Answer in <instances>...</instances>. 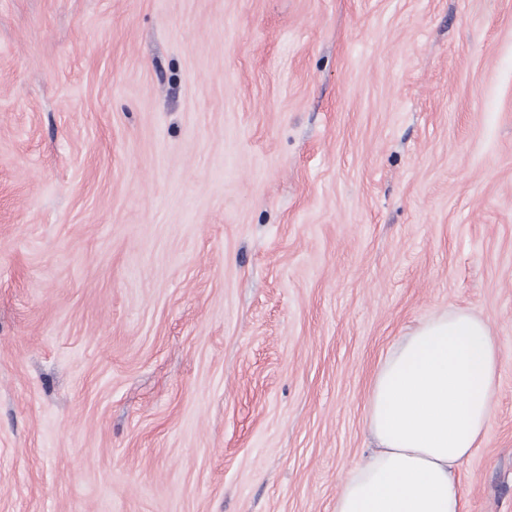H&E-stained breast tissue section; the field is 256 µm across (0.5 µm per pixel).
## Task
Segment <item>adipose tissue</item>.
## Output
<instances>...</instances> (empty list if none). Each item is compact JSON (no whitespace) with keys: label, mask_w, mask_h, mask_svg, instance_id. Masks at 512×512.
<instances>
[{"label":"adipose tissue","mask_w":512,"mask_h":512,"mask_svg":"<svg viewBox=\"0 0 512 512\" xmlns=\"http://www.w3.org/2000/svg\"><path fill=\"white\" fill-rule=\"evenodd\" d=\"M500 351L464 310L431 314L375 373L367 428L376 441L348 473L335 512H462L460 466L492 418Z\"/></svg>","instance_id":"obj_1"}]
</instances>
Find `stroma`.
Listing matches in <instances>:
<instances>
[{"label":"stroma","mask_w":512,"mask_h":512,"mask_svg":"<svg viewBox=\"0 0 512 512\" xmlns=\"http://www.w3.org/2000/svg\"><path fill=\"white\" fill-rule=\"evenodd\" d=\"M453 308L512 512V0H0V512H334Z\"/></svg>","instance_id":"1"}]
</instances>
